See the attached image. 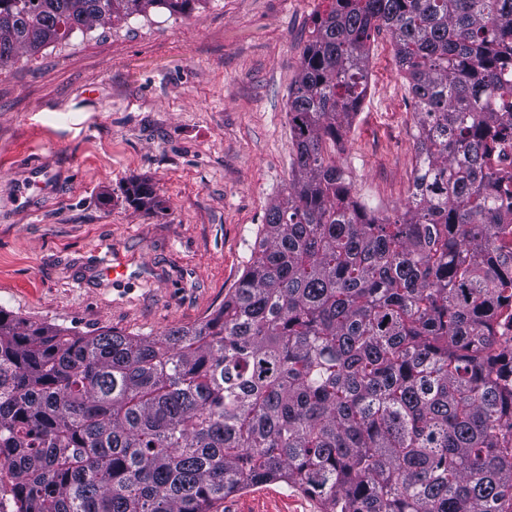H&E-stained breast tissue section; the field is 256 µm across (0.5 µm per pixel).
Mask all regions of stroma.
<instances>
[{
	"mask_svg": "<svg viewBox=\"0 0 512 512\" xmlns=\"http://www.w3.org/2000/svg\"><path fill=\"white\" fill-rule=\"evenodd\" d=\"M323 0H205L191 15L98 26L0 73V308L78 332L160 340L223 304L296 152L288 90ZM336 146L352 194L402 213L414 101L387 33ZM157 205L132 204V183ZM126 274L102 276L104 261ZM218 512H319L266 483Z\"/></svg>",
	"mask_w": 512,
	"mask_h": 512,
	"instance_id": "35a3bbf8",
	"label": "stroma"
}]
</instances>
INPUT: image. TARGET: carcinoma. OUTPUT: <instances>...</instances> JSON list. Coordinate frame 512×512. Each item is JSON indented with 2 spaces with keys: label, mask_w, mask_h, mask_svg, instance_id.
<instances>
[{
  "label": "carcinoma",
  "mask_w": 512,
  "mask_h": 512,
  "mask_svg": "<svg viewBox=\"0 0 512 512\" xmlns=\"http://www.w3.org/2000/svg\"><path fill=\"white\" fill-rule=\"evenodd\" d=\"M201 0H0V72L99 21ZM288 117L296 154L224 304L160 341L0 309V467L21 512H214L282 482L320 512H512V0H327ZM386 30L415 99L406 211L333 153ZM154 206V191L130 193Z\"/></svg>",
  "instance_id": "obj_1"
}]
</instances>
